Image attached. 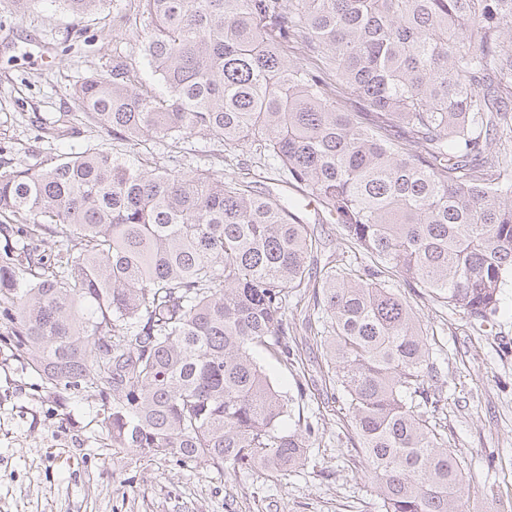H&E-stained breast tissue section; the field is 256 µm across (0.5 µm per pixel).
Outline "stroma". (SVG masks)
I'll list each match as a JSON object with an SVG mask.
<instances>
[{
	"label": "stroma",
	"instance_id": "35a3bbf8",
	"mask_svg": "<svg viewBox=\"0 0 512 512\" xmlns=\"http://www.w3.org/2000/svg\"><path fill=\"white\" fill-rule=\"evenodd\" d=\"M138 33L94 15L75 23L58 0H40L24 15L0 9V171L87 143L85 132L49 143L42 136L77 114L74 83L109 69L113 50L123 52L147 87L162 91ZM152 152L161 165L172 161L185 172L205 165L229 177L243 176L259 160L250 145L229 149L203 136L175 147L159 140ZM303 218L321 242L315 266L368 264L342 225L317 209ZM389 284L414 305L447 381L439 417L453 454L466 463V512H512V287L503 290L493 325L480 328L460 311L412 293L398 273H390ZM293 348L304 371L271 364L266 370L279 391L294 397L295 411L314 416L319 438L305 469L280 482L170 456L113 455L93 400L57 395L0 336V512H382L337 404L326 397L322 346L301 328Z\"/></svg>",
	"mask_w": 512,
	"mask_h": 512
}]
</instances>
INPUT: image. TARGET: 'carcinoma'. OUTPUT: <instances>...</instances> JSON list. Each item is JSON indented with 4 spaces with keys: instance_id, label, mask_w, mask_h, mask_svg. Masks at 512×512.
<instances>
[{
    "instance_id": "carcinoma-1",
    "label": "carcinoma",
    "mask_w": 512,
    "mask_h": 512,
    "mask_svg": "<svg viewBox=\"0 0 512 512\" xmlns=\"http://www.w3.org/2000/svg\"><path fill=\"white\" fill-rule=\"evenodd\" d=\"M102 0H63L77 19ZM143 87L119 53L74 87L129 146L203 135L280 162L371 263L312 305L324 379L384 512H464V461L426 328L386 284L494 322L512 285V0H137ZM297 46L305 62L287 49ZM362 108L341 104L344 91ZM301 202L210 168L87 144L0 171V336L56 391L100 404L114 453L283 479L314 425L254 358L298 363L288 298L319 241Z\"/></svg>"
}]
</instances>
